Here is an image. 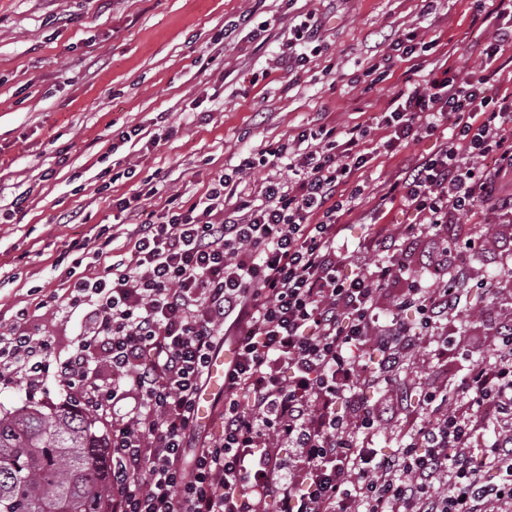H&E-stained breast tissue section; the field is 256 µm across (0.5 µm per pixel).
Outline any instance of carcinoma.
<instances>
[{
  "label": "carcinoma",
  "instance_id": "obj_1",
  "mask_svg": "<svg viewBox=\"0 0 512 512\" xmlns=\"http://www.w3.org/2000/svg\"><path fill=\"white\" fill-rule=\"evenodd\" d=\"M0 512H112L109 451L85 412L0 413Z\"/></svg>",
  "mask_w": 512,
  "mask_h": 512
}]
</instances>
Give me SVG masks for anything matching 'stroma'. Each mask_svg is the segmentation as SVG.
<instances>
[{
    "label": "stroma",
    "instance_id": "35a3bbf8",
    "mask_svg": "<svg viewBox=\"0 0 512 512\" xmlns=\"http://www.w3.org/2000/svg\"><path fill=\"white\" fill-rule=\"evenodd\" d=\"M422 0H0V310L34 308L36 332L64 349L77 323L39 301L62 296L71 242L112 226L119 200L162 216L167 200L192 202L247 156L321 123L347 128L385 111L386 87L410 64L392 42L420 19ZM315 12L317 53L276 64L288 30ZM448 67L467 75L488 30L473 0H438L425 19ZM388 65L385 88L365 72ZM171 133L154 148L158 113ZM131 140H121L123 132ZM425 137L373 156L343 184L361 188L342 216L346 235L379 218L411 224L409 210L377 213L380 197L413 160L435 152ZM21 206H14V199ZM77 215L74 224L63 216ZM477 316L459 321L463 349L486 342L487 320L512 319V278L479 289L495 266L472 263Z\"/></svg>",
    "mask_w": 512,
    "mask_h": 512
}]
</instances>
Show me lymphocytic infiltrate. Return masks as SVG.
Instances as JSON below:
<instances>
[{
    "instance_id": "obj_1",
    "label": "lymphocytic infiltrate",
    "mask_w": 512,
    "mask_h": 512,
    "mask_svg": "<svg viewBox=\"0 0 512 512\" xmlns=\"http://www.w3.org/2000/svg\"><path fill=\"white\" fill-rule=\"evenodd\" d=\"M477 14L491 37L466 79L425 71L412 27L392 44L412 82L391 91L371 126L396 151L447 132L384 196L418 221L366 224L345 241L339 187L371 158L370 126L326 124L259 198L233 174L157 223L128 212L125 242L93 251L99 276L68 279L80 330L65 353L20 309L0 323V388L43 392L47 379L95 415L112 450V512H512V320L490 327L485 353L445 380L448 323L469 302L471 261L485 251L478 213L512 221V94L489 65L512 49V7ZM433 284L411 280L418 254ZM433 379H396L423 344ZM218 430L193 457L196 402L224 345ZM404 416L396 454L373 447L384 413Z\"/></svg>"
}]
</instances>
